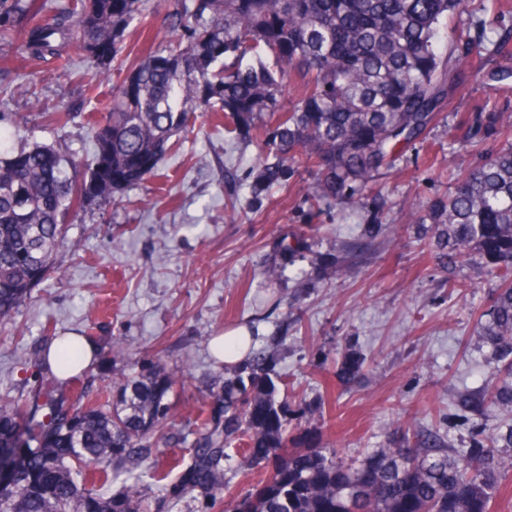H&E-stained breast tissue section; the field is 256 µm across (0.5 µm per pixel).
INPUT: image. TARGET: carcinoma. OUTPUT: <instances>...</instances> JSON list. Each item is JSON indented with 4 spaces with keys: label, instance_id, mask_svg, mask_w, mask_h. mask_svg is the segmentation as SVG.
<instances>
[{
    "label": "carcinoma",
    "instance_id": "carcinoma-1",
    "mask_svg": "<svg viewBox=\"0 0 512 512\" xmlns=\"http://www.w3.org/2000/svg\"><path fill=\"white\" fill-rule=\"evenodd\" d=\"M143 0H62L51 14L37 0H0V41L21 43L66 72L74 58L104 66L118 55ZM464 0H178L181 38L149 52L113 88L110 112L88 122L90 164L51 146L0 153V323L54 269L65 224L86 205L110 201L154 173L171 140L196 112L224 113L228 125L272 147L276 162L255 189L280 180L281 160L298 151L316 178L315 205H362L376 175L392 167L434 120L461 74L441 64L438 26ZM274 57L276 66L265 58ZM302 91L281 107L291 80ZM277 116L274 127L263 116ZM463 139L512 131L502 112H476ZM411 224H434L451 266L469 247L504 260L480 336L503 361L497 383L470 409L512 418V145L467 164L448 196ZM302 235L278 248L293 255ZM79 343L62 339L58 369L79 365ZM272 358L256 350L213 378L195 406L179 451L163 458L178 402L190 389L163 352L133 375L92 393L57 397L43 386L0 395V512H213L235 475L259 482L233 498L246 512H496L512 482V425L459 450L415 433L349 461L334 448L292 435ZM128 475L120 491L104 493ZM158 486L162 493L152 492Z\"/></svg>",
    "mask_w": 512,
    "mask_h": 512
}]
</instances>
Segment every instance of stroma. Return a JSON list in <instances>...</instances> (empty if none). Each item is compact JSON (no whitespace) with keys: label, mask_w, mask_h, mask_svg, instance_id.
Returning a JSON list of instances; mask_svg holds the SVG:
<instances>
[{"label":"stroma","mask_w":512,"mask_h":512,"mask_svg":"<svg viewBox=\"0 0 512 512\" xmlns=\"http://www.w3.org/2000/svg\"><path fill=\"white\" fill-rule=\"evenodd\" d=\"M176 8V0H146L117 57L123 70L149 48L178 39L169 27ZM483 34L507 43L464 53L465 41ZM438 50L442 62L465 71L464 85L449 92L426 140L377 178L383 200L367 198L354 210H311L316 184L301 157L285 163L277 184L255 190L273 153L225 133L217 113L198 115L154 175L67 225L54 272L0 324V394L51 382L47 368L30 365L48 348V321L56 336L97 345L80 375L93 390L160 350L167 369L185 370L193 385L205 387L224 370L210 351L212 338L244 327L254 348L273 355L282 396L309 406L302 428L346 457L386 447L399 427L429 431L458 448L497 433L496 414L470 415L459 405L498 366L477 325L496 284L493 263L471 250L457 266L443 267L432 236L407 214L426 213L451 191L463 158L462 115L512 114V11L466 0L443 21ZM0 82L9 86L0 94V150L51 145L91 161L87 116L109 106L113 74L83 57L64 75L51 62L19 60L1 45ZM62 109L71 114L63 128L53 120ZM286 232L304 233L308 248L279 279H268L263 266ZM367 235L374 254L345 271L343 245ZM452 277L467 289L449 292ZM117 337L130 359L110 357ZM351 357L361 362L362 376L347 383L338 369Z\"/></svg>","instance_id":"stroma-1"}]
</instances>
